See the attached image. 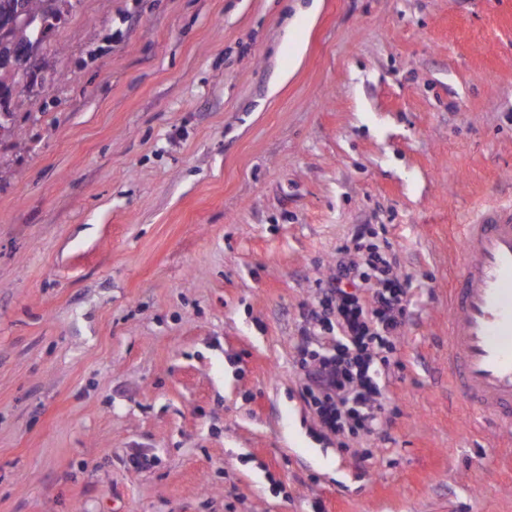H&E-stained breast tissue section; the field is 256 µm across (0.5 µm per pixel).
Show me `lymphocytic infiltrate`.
<instances>
[{
	"label": "lymphocytic infiltrate",
	"mask_w": 512,
	"mask_h": 512,
	"mask_svg": "<svg viewBox=\"0 0 512 512\" xmlns=\"http://www.w3.org/2000/svg\"><path fill=\"white\" fill-rule=\"evenodd\" d=\"M365 237L358 231L337 248L334 272L299 327L300 395L339 439L372 437L387 424L383 384L401 366L395 340L412 301L396 252Z\"/></svg>",
	"instance_id": "lymphocytic-infiltrate-1"
}]
</instances>
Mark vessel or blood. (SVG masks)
<instances>
[{"mask_svg": "<svg viewBox=\"0 0 512 512\" xmlns=\"http://www.w3.org/2000/svg\"><path fill=\"white\" fill-rule=\"evenodd\" d=\"M448 299V378L473 425L512 432V202L462 225Z\"/></svg>", "mask_w": 512, "mask_h": 512, "instance_id": "b4317fda", "label": "vessel or blood"}]
</instances>
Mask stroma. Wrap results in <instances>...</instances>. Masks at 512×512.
I'll return each mask as SVG.
<instances>
[{
	"mask_svg": "<svg viewBox=\"0 0 512 512\" xmlns=\"http://www.w3.org/2000/svg\"><path fill=\"white\" fill-rule=\"evenodd\" d=\"M310 2L77 0L43 39L0 137V512H512V434L448 382L512 0ZM364 225L413 303L390 425L341 444L296 343Z\"/></svg>",
	"mask_w": 512,
	"mask_h": 512,
	"instance_id": "obj_1",
	"label": "stroma"
}]
</instances>
